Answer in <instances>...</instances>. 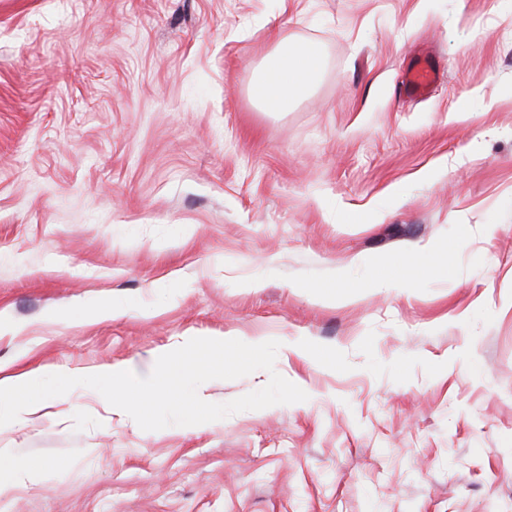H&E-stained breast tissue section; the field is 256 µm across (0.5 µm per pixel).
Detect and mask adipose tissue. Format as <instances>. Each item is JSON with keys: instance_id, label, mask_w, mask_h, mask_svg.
I'll return each instance as SVG.
<instances>
[{"instance_id": "ef3b65f1", "label": "adipose tissue", "mask_w": 512, "mask_h": 512, "mask_svg": "<svg viewBox=\"0 0 512 512\" xmlns=\"http://www.w3.org/2000/svg\"><path fill=\"white\" fill-rule=\"evenodd\" d=\"M322 62L319 44L293 46L279 42L252 84L255 100L272 112L290 111L298 98L317 84ZM168 359L165 353L155 355L141 375L131 372L126 365L112 364L91 372L64 369L54 377L72 384L97 385L100 397L113 411L125 413L145 401L163 403L170 399L171 393L162 377ZM48 379L39 370L0 376V431L32 421L44 406L41 393Z\"/></svg>"}]
</instances>
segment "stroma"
Instances as JSON below:
<instances>
[{
	"label": "stroma",
	"mask_w": 512,
	"mask_h": 512,
	"mask_svg": "<svg viewBox=\"0 0 512 512\" xmlns=\"http://www.w3.org/2000/svg\"><path fill=\"white\" fill-rule=\"evenodd\" d=\"M0 319L9 372L173 354L0 433L7 512H512V0H0ZM322 62L319 44L291 46L280 41L252 84L255 100L271 112L290 111L298 98L319 81ZM438 79L436 67L427 57L408 68L403 82V89L406 94L412 96H425L436 84ZM168 359L165 353L155 355L142 375L131 372L125 364H112L92 372L59 370L55 379L72 384L97 385L100 397L110 404L112 411L126 413L140 402L164 403L171 398L162 377Z\"/></svg>",
	"instance_id": "obj_1"
}]
</instances>
